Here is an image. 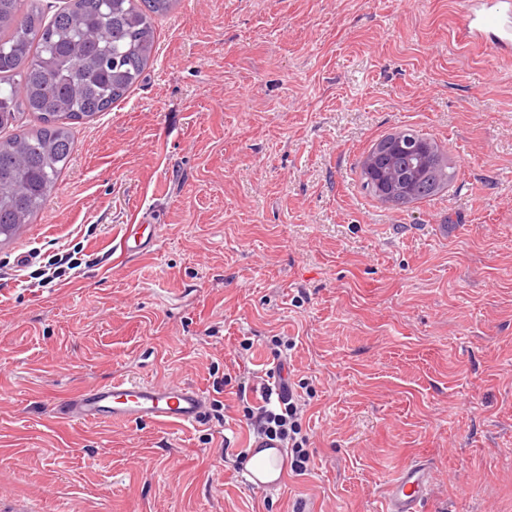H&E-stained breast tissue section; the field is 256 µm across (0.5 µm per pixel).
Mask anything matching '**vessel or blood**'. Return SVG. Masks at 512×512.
Returning <instances> with one entry per match:
<instances>
[{
  "mask_svg": "<svg viewBox=\"0 0 512 512\" xmlns=\"http://www.w3.org/2000/svg\"><path fill=\"white\" fill-rule=\"evenodd\" d=\"M512 15V0H467L461 36L483 41L501 31L497 48L512 41V26L504 16ZM159 225L129 224L119 238L121 253H147L159 241ZM207 396L186 384H158L115 376L109 381L79 390L53 407V415L64 422H123L162 428L194 426L205 420ZM250 465L244 470L245 483L257 490L275 491L284 484L287 454L278 442L257 440L248 451ZM382 512H427L432 496V476L427 464L409 463L384 482Z\"/></svg>",
  "mask_w": 512,
  "mask_h": 512,
  "instance_id": "vessel-or-blood-1",
  "label": "vessel or blood"
}]
</instances>
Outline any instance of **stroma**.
I'll return each instance as SVG.
<instances>
[{
    "instance_id": "1",
    "label": "stroma",
    "mask_w": 512,
    "mask_h": 512,
    "mask_svg": "<svg viewBox=\"0 0 512 512\" xmlns=\"http://www.w3.org/2000/svg\"><path fill=\"white\" fill-rule=\"evenodd\" d=\"M463 8L180 0L156 19L138 85L73 124L49 202L0 243V504L377 512L423 460L429 512H512V51L460 41ZM406 127L457 176L398 210L361 166ZM144 222L156 251L117 260ZM69 256L76 272L36 285ZM286 336L311 472L256 491L244 406ZM114 375L195 386L209 414L52 419ZM159 225L156 224H128L125 225L116 250L121 254L147 253L153 251L159 241Z\"/></svg>"
}]
</instances>
